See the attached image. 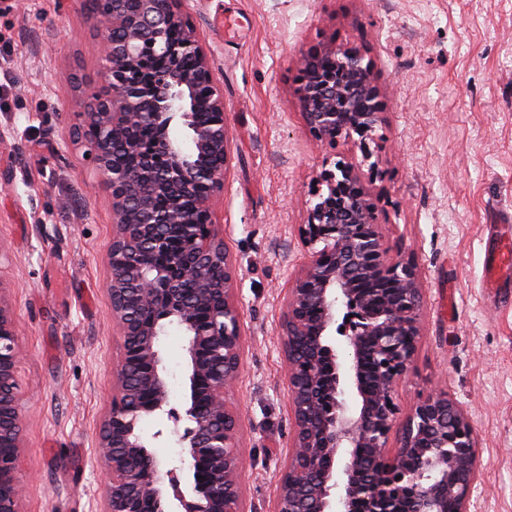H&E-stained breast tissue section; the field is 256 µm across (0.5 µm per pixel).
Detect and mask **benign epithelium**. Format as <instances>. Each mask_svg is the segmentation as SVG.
<instances>
[{"instance_id":"7a95c632","label":"benign epithelium","mask_w":512,"mask_h":512,"mask_svg":"<svg viewBox=\"0 0 512 512\" xmlns=\"http://www.w3.org/2000/svg\"><path fill=\"white\" fill-rule=\"evenodd\" d=\"M192 0H88L101 37L103 90L87 94L83 112L65 149L86 147L109 190L111 271L105 289L112 324L122 339L112 367L116 394L105 412L97 447L104 466L103 512H244L243 467L238 422L224 393L238 378L244 346L236 278L224 236L216 230L215 206L224 190L230 160L224 93L205 39L192 24ZM183 31L172 43L166 33ZM120 29L125 38L116 40ZM170 60L162 78L146 79L143 46ZM319 53L333 58L336 74L311 76L298 89L307 127L315 139L334 142L359 136L363 160L372 156L367 136L380 122L384 102L372 63L341 45ZM190 56L191 70L180 62ZM212 120L202 124L198 115ZM145 123L156 129L149 150L136 147ZM136 154L133 169L112 166V153ZM223 158L214 166L211 160ZM373 168L349 162L325 169L318 182L326 192L308 210L301 241L325 246L312 254L288 289L282 327L288 372L292 437L280 483L278 512H471L480 478L477 438L462 409L444 392L419 400L403 426L393 456L386 452L397 407L395 388L413 362L422 332V288L412 259L394 256L377 224L368 185ZM195 209L182 206L186 194ZM167 197L156 212V196ZM193 233L195 247L179 250L160 265L141 262L146 252H165L170 230ZM197 291L188 296L184 284ZM0 280V484L18 486L21 448L16 366L21 350L13 311ZM342 322H337V317ZM342 329L346 365L333 362L325 344L333 325ZM177 326L189 336L182 410L171 407L161 368L159 336ZM310 342L307 364L298 368L291 345ZM331 373L323 374L324 362ZM356 391L357 406L345 400L344 383ZM204 391L209 407L197 406ZM165 413L189 426L179 435L188 449L182 465L168 468L150 451L139 430L144 415ZM372 450L365 471L357 449ZM346 456L334 468L340 450ZM408 486L404 499L389 475ZM186 489H181L180 484Z\"/></svg>"}]
</instances>
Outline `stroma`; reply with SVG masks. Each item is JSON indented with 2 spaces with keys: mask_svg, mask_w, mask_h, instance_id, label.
I'll return each mask as SVG.
<instances>
[{
  "mask_svg": "<svg viewBox=\"0 0 512 512\" xmlns=\"http://www.w3.org/2000/svg\"><path fill=\"white\" fill-rule=\"evenodd\" d=\"M214 52L230 163L215 218L236 263L245 347L226 403L239 419L245 512H276L291 435L282 321L312 253L299 227L317 177L361 153L315 140L296 93L300 55L333 43L375 67L385 107L371 132L380 230L422 278L424 330L395 391L389 450L417 400L443 391L478 438L472 512H512V302L482 286L493 224L512 225V0H195ZM85 0L0 10V278L20 326L21 512H102L96 442L121 349L105 291L112 214L82 152L62 142L102 85ZM188 338L159 349L173 407ZM155 453L185 452L167 415L143 418Z\"/></svg>",
  "mask_w": 512,
  "mask_h": 512,
  "instance_id": "1",
  "label": "stroma"
}]
</instances>
